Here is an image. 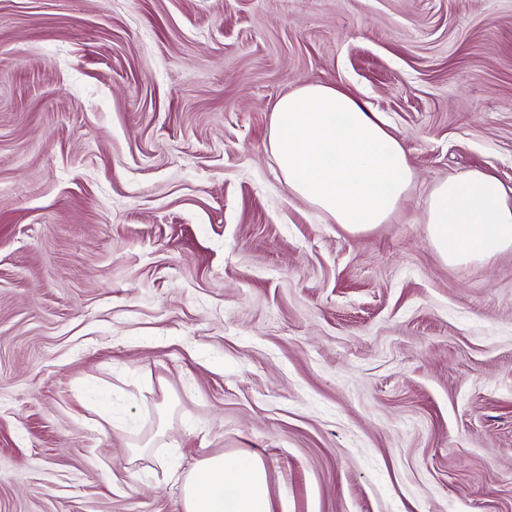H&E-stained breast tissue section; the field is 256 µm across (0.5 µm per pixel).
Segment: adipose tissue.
Segmentation results:
<instances>
[{
  "instance_id": "ef3b65f1",
  "label": "adipose tissue",
  "mask_w": 512,
  "mask_h": 512,
  "mask_svg": "<svg viewBox=\"0 0 512 512\" xmlns=\"http://www.w3.org/2000/svg\"><path fill=\"white\" fill-rule=\"evenodd\" d=\"M269 148L289 192L352 233L387 223L412 171L400 142L376 113L327 84L280 98ZM429 237L443 261L467 264L512 249V187L480 170L435 186ZM182 512H274L262 460L213 455L179 476Z\"/></svg>"
}]
</instances>
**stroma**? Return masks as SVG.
<instances>
[{"mask_svg":"<svg viewBox=\"0 0 512 512\" xmlns=\"http://www.w3.org/2000/svg\"><path fill=\"white\" fill-rule=\"evenodd\" d=\"M312 83L404 148L388 223L290 195ZM471 169L512 186V0H0V512H182L241 452L278 512H512V251L424 222Z\"/></svg>","mask_w":512,"mask_h":512,"instance_id":"1","label":"stroma"}]
</instances>
